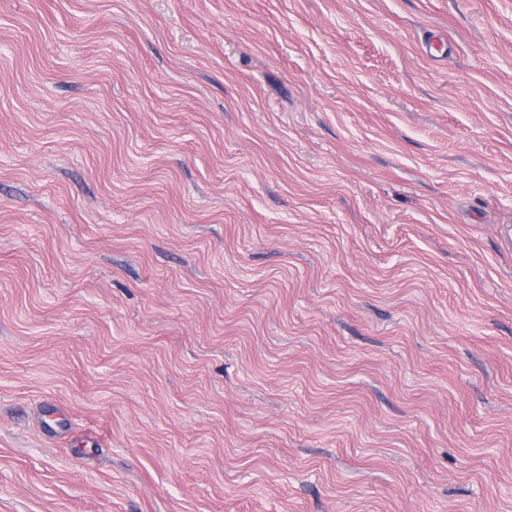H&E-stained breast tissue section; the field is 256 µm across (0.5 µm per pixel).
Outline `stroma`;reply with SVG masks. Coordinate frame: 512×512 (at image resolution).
<instances>
[{"mask_svg": "<svg viewBox=\"0 0 512 512\" xmlns=\"http://www.w3.org/2000/svg\"><path fill=\"white\" fill-rule=\"evenodd\" d=\"M0 512H512V0H0Z\"/></svg>", "mask_w": 512, "mask_h": 512, "instance_id": "stroma-1", "label": "stroma"}]
</instances>
